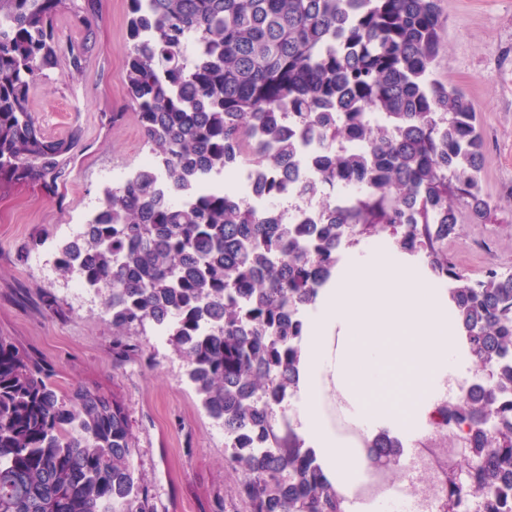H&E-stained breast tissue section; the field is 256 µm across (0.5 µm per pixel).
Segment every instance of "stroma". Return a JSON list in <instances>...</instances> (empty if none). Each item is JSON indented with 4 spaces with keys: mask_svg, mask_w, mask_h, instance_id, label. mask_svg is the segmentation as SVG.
Returning a JSON list of instances; mask_svg holds the SVG:
<instances>
[{
    "mask_svg": "<svg viewBox=\"0 0 512 512\" xmlns=\"http://www.w3.org/2000/svg\"><path fill=\"white\" fill-rule=\"evenodd\" d=\"M442 49L433 75L472 100L484 140L480 172L492 211L487 222L461 215L448 255L477 277L489 264L512 269V0H439ZM99 21L85 27L57 16L58 65L32 92L43 134L79 132L56 190L16 185L0 196V336L51 365L61 389L89 385L116 396L129 416L138 476L157 512H249L237 494L240 473L225 461L222 429L202 408L172 344L150 334L127 337L130 355L116 365L112 325L101 297L77 300L54 268L36 264L33 240L51 248L105 186L136 167L143 135L124 89L126 0H101ZM87 42L82 76L71 79L66 49ZM56 296L58 305L47 303Z\"/></svg>",
    "mask_w": 512,
    "mask_h": 512,
    "instance_id": "stroma-1",
    "label": "stroma"
}]
</instances>
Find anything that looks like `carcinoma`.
Returning a JSON list of instances; mask_svg holds the SVG:
<instances>
[{
	"instance_id": "1",
	"label": "carcinoma",
	"mask_w": 512,
	"mask_h": 512,
	"mask_svg": "<svg viewBox=\"0 0 512 512\" xmlns=\"http://www.w3.org/2000/svg\"><path fill=\"white\" fill-rule=\"evenodd\" d=\"M100 0H0V192L57 184L80 135L49 139L31 94L56 68L55 18L89 24ZM124 85L151 170L107 187L80 244L55 262L104 298L123 337L160 326L184 359L202 408L224 427L226 461L250 512H344L313 449L273 410L299 389L301 310L338 260L342 228L386 232L453 283L459 329L489 380L446 405L481 419L460 471H477L494 512H512V270L473 278L448 257L460 211L490 213L483 139L466 94L434 78L438 0H127ZM88 43L70 44L83 69ZM380 112L376 124L368 113ZM316 138L324 224L278 222L236 189L193 195L244 159L267 167L261 190L285 201L297 136ZM363 145L336 150L339 140ZM357 186L340 210L332 188ZM193 195L181 205L170 193ZM53 372L0 336V512H155L136 475L123 405L95 388L61 390ZM397 441L370 453L394 466Z\"/></svg>"
}]
</instances>
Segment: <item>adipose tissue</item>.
Here are the masks:
<instances>
[{
    "label": "adipose tissue",
    "instance_id": "adipose-tissue-1",
    "mask_svg": "<svg viewBox=\"0 0 512 512\" xmlns=\"http://www.w3.org/2000/svg\"><path fill=\"white\" fill-rule=\"evenodd\" d=\"M307 324L298 431L342 487L359 478L362 451L331 424L326 395L366 435L423 433L463 355L460 331L447 287L383 239L338 269Z\"/></svg>",
    "mask_w": 512,
    "mask_h": 512
}]
</instances>
